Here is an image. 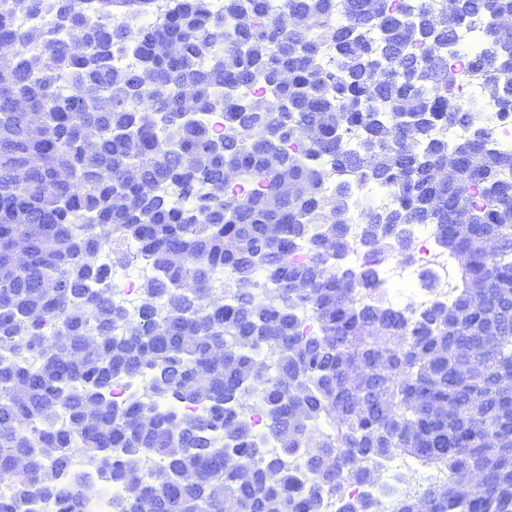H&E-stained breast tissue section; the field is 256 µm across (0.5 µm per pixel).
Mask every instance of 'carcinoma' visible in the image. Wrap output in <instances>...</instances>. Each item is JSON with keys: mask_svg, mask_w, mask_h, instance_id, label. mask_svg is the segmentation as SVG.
<instances>
[{"mask_svg": "<svg viewBox=\"0 0 512 512\" xmlns=\"http://www.w3.org/2000/svg\"><path fill=\"white\" fill-rule=\"evenodd\" d=\"M95 9L0 0V43L22 34L0 53V512H84L90 484L60 481L75 448L126 488L112 512H383L352 491L394 455L446 474L427 512H512V390L493 383L512 371V152L456 93L481 71L512 118V0ZM476 18L483 51L448 63ZM453 123L469 135L450 143ZM354 185L393 202L355 213ZM411 224L459 279L413 316L377 295ZM105 251L150 267L133 314ZM134 378L144 395L116 400ZM471 468L485 482L463 499Z\"/></svg>", "mask_w": 512, "mask_h": 512, "instance_id": "1", "label": "carcinoma"}]
</instances>
